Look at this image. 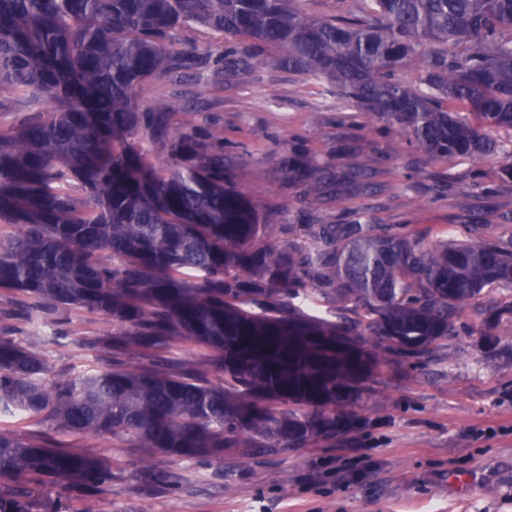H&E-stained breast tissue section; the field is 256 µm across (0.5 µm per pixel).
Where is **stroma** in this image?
<instances>
[{"label": "stroma", "mask_w": 512, "mask_h": 512, "mask_svg": "<svg viewBox=\"0 0 512 512\" xmlns=\"http://www.w3.org/2000/svg\"><path fill=\"white\" fill-rule=\"evenodd\" d=\"M201 76L166 77L143 84V103L167 100L190 105L175 125L190 123L224 133V159L246 196L268 224L280 227V243L307 246L301 224H348L361 219L391 224L424 243L463 237L478 224L487 238L512 237V181L498 163L485 164L491 191L477 192L475 162L425 163L394 132L368 135L346 117L344 100L325 95L307 74L267 67L255 73L212 77L202 59ZM368 157L369 185L338 192L328 183L312 204L288 182L278 161L293 148L307 151L316 168L344 167L339 144ZM13 297L0 293V334L36 345L55 369L81 374L98 369L102 352L90 344L108 326L99 316L73 310L61 322L47 317L15 319ZM496 312L467 309L448 339L426 358L386 364L379 386L389 397L356 407L364 427L348 437L260 457L249 466L210 457L180 460L109 438L78 441L80 449L111 457L112 489L86 502L73 495L75 512H512V333L494 348L480 330ZM151 469L176 472L179 489L145 482L141 458ZM280 481H273L272 473Z\"/></svg>", "instance_id": "1"}]
</instances>
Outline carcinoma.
Wrapping results in <instances>:
<instances>
[{
  "label": "carcinoma",
  "mask_w": 512,
  "mask_h": 512,
  "mask_svg": "<svg viewBox=\"0 0 512 512\" xmlns=\"http://www.w3.org/2000/svg\"><path fill=\"white\" fill-rule=\"evenodd\" d=\"M307 2L0 0V112L55 104L0 125V227L16 229L0 233V292L28 321L76 309L110 326V356L78 377L0 334V416L49 428L0 430V512H70V490L112 488V458L66 438L247 466L349 434L363 395L387 402L369 385L382 365L424 356L486 289L512 297V238L425 245L358 220L278 244L224 168L223 133L182 131L175 105L138 99L148 81L195 75L181 44L197 26L224 35V72L311 74L360 129L389 128L429 163L478 159L494 151L487 132L512 130V0H336L331 15ZM280 165L308 202L330 179L303 151ZM366 165L353 155L345 178ZM314 292L357 317L295 303ZM180 341L208 361L175 362Z\"/></svg>",
  "instance_id": "1"
}]
</instances>
